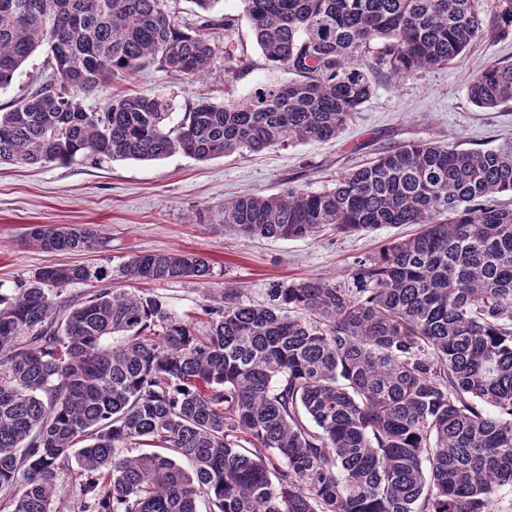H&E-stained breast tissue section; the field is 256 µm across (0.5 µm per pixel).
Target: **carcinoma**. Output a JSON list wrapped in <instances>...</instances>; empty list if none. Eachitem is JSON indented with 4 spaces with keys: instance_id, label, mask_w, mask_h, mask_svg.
Masks as SVG:
<instances>
[{
    "instance_id": "cac0c4a2",
    "label": "carcinoma",
    "mask_w": 512,
    "mask_h": 512,
    "mask_svg": "<svg viewBox=\"0 0 512 512\" xmlns=\"http://www.w3.org/2000/svg\"><path fill=\"white\" fill-rule=\"evenodd\" d=\"M0 0V88L39 49L52 69L0 112V163L105 156L199 162L292 139H335L380 73L402 80L480 36L512 35V0H239L269 67L294 75L242 103L202 96L170 126L172 100L85 95L148 66L212 71L221 0ZM251 62L224 48V71ZM470 101H512V64L467 81ZM512 142L412 141L331 188L289 186L195 211L192 224L301 239L417 224L356 260L245 303L208 289L186 319L158 296L83 264L42 268L0 295V494L12 512H498L512 491ZM46 252L105 250L97 224H30ZM144 282L215 277L202 256L132 255ZM84 285L79 295L67 287ZM78 477L63 501L58 477Z\"/></svg>"
}]
</instances>
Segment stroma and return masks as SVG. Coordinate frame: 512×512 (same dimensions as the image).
Returning a JSON list of instances; mask_svg holds the SVG:
<instances>
[{
	"instance_id": "1",
	"label": "stroma",
	"mask_w": 512,
	"mask_h": 512,
	"mask_svg": "<svg viewBox=\"0 0 512 512\" xmlns=\"http://www.w3.org/2000/svg\"><path fill=\"white\" fill-rule=\"evenodd\" d=\"M220 8L237 22L231 35L217 33V42L232 43L236 53L251 60L249 70L228 74L219 63L193 82L152 66L131 81L113 80L107 89L86 97L85 105L103 107L108 97L131 88L171 98L179 112L202 95L217 102L227 97L246 100L276 74L268 69L238 0H222ZM494 62H512V36L477 39L452 63L400 81L377 80L371 99L336 139L327 142L292 143L207 162L176 153L151 162L102 158L71 165L2 163L0 293L11 294L49 265H102L114 274L131 255L149 252L203 255L220 282L242 289L246 302L266 301L269 288L276 284L315 276L345 277L357 258L377 252L390 240L413 235L415 226L389 225L365 235L325 233L272 240L242 237L220 224H191L187 217L241 194H271L294 185L313 191L333 186L349 169L407 141L487 149L512 140V102L485 110L467 96L469 77ZM49 72L46 52H35L11 84L0 89V107L8 108ZM30 224H100L107 249L47 253L26 244L24 232ZM141 289L188 317L197 314L206 286L195 281L151 282Z\"/></svg>"
}]
</instances>
